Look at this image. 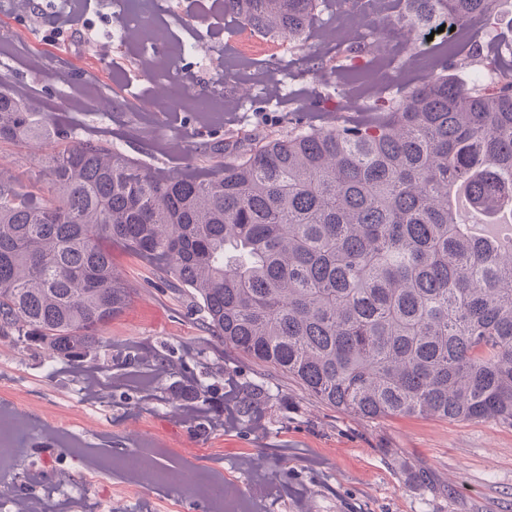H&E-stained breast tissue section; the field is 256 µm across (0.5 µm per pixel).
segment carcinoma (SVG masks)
<instances>
[{
    "instance_id": "cac0c4a2",
    "label": "carcinoma",
    "mask_w": 512,
    "mask_h": 512,
    "mask_svg": "<svg viewBox=\"0 0 512 512\" xmlns=\"http://www.w3.org/2000/svg\"><path fill=\"white\" fill-rule=\"evenodd\" d=\"M241 28L302 47L336 40L320 22L388 0H215ZM499 0H410L397 21L495 24ZM324 74L376 69L382 47L337 43ZM495 72L472 84L462 66ZM0 77V147L39 137L35 113ZM370 119L207 140V174L156 172L47 128L45 181L0 164V337L69 358L98 343L128 285L111 244L155 271L202 328L322 403L366 419H494L512 426V255L457 219L464 195L512 212V66L467 43L433 75L379 95Z\"/></svg>"
}]
</instances>
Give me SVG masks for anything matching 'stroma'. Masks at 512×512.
<instances>
[{
  "label": "stroma",
  "mask_w": 512,
  "mask_h": 512,
  "mask_svg": "<svg viewBox=\"0 0 512 512\" xmlns=\"http://www.w3.org/2000/svg\"><path fill=\"white\" fill-rule=\"evenodd\" d=\"M0 0V76L23 88L25 100L87 139H102L148 166L197 171L195 146L253 128L279 130L293 117L306 128L337 112L341 79L313 70L310 57H334L336 47L284 49L250 30L227 32L213 0H157L156 22L203 48L183 56L170 74L173 102L152 112L157 79L141 74L136 57L112 41L120 22L106 0H86L74 25L53 36L54 0H32L29 12ZM404 0L381 14H330L352 41L395 24ZM447 33L435 34L424 55L388 47V80L408 65L416 79L430 75L428 56ZM238 100V121L200 124L193 101L214 85ZM118 272L129 284L122 311L86 354L73 358L0 338V417L14 421L19 458L0 467V512L31 496L46 512H217L207 486L232 487L260 512H512V426L494 420L421 417L366 419L304 393L293 381L260 370L197 324L155 276L149 260L113 245ZM172 368L155 369L156 356ZM263 396L266 437L240 416L232 432L214 427L224 412V378ZM194 390L206 427L175 416L173 394ZM135 452L191 484L128 472ZM284 488L267 496L264 485ZM303 492L304 506L292 493Z\"/></svg>",
  "instance_id": "stroma-1"
}]
</instances>
